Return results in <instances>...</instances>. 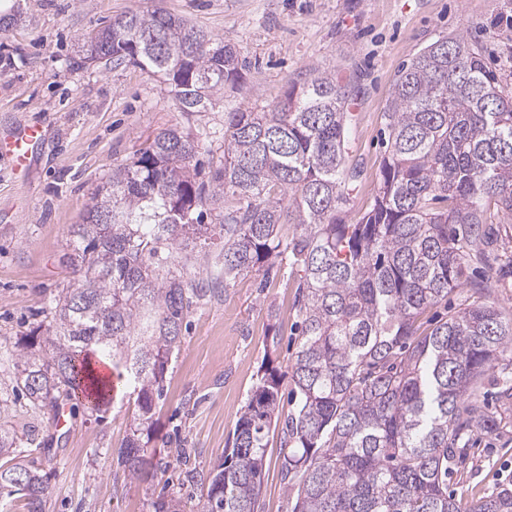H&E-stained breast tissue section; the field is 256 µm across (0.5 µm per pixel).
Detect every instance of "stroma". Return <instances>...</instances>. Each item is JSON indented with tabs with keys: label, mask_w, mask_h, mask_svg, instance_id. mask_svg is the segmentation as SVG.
Listing matches in <instances>:
<instances>
[{
	"label": "stroma",
	"mask_w": 512,
	"mask_h": 512,
	"mask_svg": "<svg viewBox=\"0 0 512 512\" xmlns=\"http://www.w3.org/2000/svg\"><path fill=\"white\" fill-rule=\"evenodd\" d=\"M161 8L231 43L246 60L247 87L215 95L206 111L185 112L159 75L84 63L86 34L131 10ZM12 27L0 32V137L41 123L45 138L23 177L0 159V388L16 371L17 341L37 326L59 288L76 279L68 229L81 223L96 187L165 129L199 136L192 160L209 172L224 156V115L269 110L310 70L335 73L354 101L350 164L363 170L345 220L356 223L377 188L382 128L401 66L442 36L477 43L489 67L512 84V0H0ZM240 278L192 308L152 410L142 481L116 452L139 415L132 386H117L106 412L70 408L64 428L27 403L13 405L16 431L45 444L36 467L47 479L44 512H150L151 495L181 498L197 512L200 480L224 458L235 422L265 363L289 376L296 337V278L280 271L266 288ZM190 461L178 458V449ZM281 436L270 431L257 512H288L280 473ZM512 489V418L493 434L476 431L469 458L448 476L460 502Z\"/></svg>",
	"instance_id": "obj_1"
}]
</instances>
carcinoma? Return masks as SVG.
Listing matches in <instances>:
<instances>
[{
	"mask_svg": "<svg viewBox=\"0 0 512 512\" xmlns=\"http://www.w3.org/2000/svg\"><path fill=\"white\" fill-rule=\"evenodd\" d=\"M84 59L162 75L181 109L202 112L211 95L242 88L247 66L230 44L161 9L128 11L90 33ZM347 90L328 71L291 85L268 112L224 113V161L213 192L190 161L198 140L158 132L99 186L69 231L67 260L79 279L54 295L33 328L47 350L26 349L11 393H0V500L43 512L45 477L19 460L41 449L35 432L1 423L10 394L56 412L89 390L105 411L92 351L138 391L140 422L119 451L138 478L151 461L141 438L180 345L190 306L250 274L289 267L297 277L299 333L290 359L294 408L280 418L282 377L267 363L238 417L231 447L203 484L199 512H257L270 429L280 428L289 512H461L448 474L469 455L476 429L502 418L475 414L472 399L496 374L512 400V318L469 303L426 313L463 286L479 263L508 274L500 248L512 238V90L461 37L423 48L398 72L384 113L388 153L362 218L342 205L362 171L346 164ZM218 206L215 223L202 208ZM224 240L207 284L172 270L176 254ZM152 512H183L159 496ZM466 512H512V490L484 495Z\"/></svg>",
	"mask_w": 512,
	"mask_h": 512,
	"instance_id": "obj_1",
	"label": "carcinoma"
}]
</instances>
